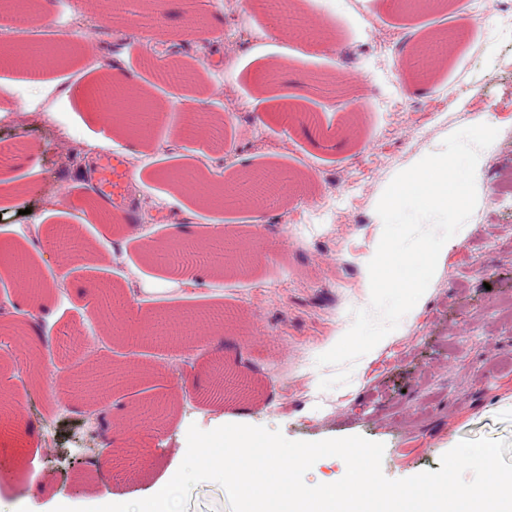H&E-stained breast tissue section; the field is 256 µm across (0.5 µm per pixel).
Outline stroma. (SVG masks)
<instances>
[{"instance_id": "35a3bbf8", "label": "stroma", "mask_w": 512, "mask_h": 512, "mask_svg": "<svg viewBox=\"0 0 512 512\" xmlns=\"http://www.w3.org/2000/svg\"><path fill=\"white\" fill-rule=\"evenodd\" d=\"M317 34L297 43L267 0H129L94 43L67 33L74 0H38L33 25L0 14L6 45H73L71 60L48 71L53 88L35 84L31 64L0 68V253L33 246L37 270L60 292L29 299L0 270V317L36 326L43 353L38 379L27 347L0 332V386L11 395L0 414V512H50L67 499L140 500L173 477L190 426L247 424L281 430L290 440L354 435L383 443L382 469L402 479L436 471L464 439L512 444V199L488 186L512 183V43L495 33L512 17V0L478 12L461 0L419 11L389 0H295ZM256 32L224 66L227 10ZM388 39L377 43V33ZM447 37L454 54L427 73L406 72L419 50ZM276 71L275 83L258 82ZM127 80L140 97L162 103L152 132L132 143L112 113L89 110L86 85ZM233 87L253 109H224ZM43 106L71 133L133 161L139 221L116 229L77 205L92 184L87 168L57 169L56 144L44 132L10 131L13 108ZM218 112L216 136L186 140L183 113ZM485 123L495 141L482 151L478 202L466 236L441 252L424 298L356 363L348 384L320 391L333 366H317L349 330L352 312L370 304L367 269L382 236L377 203L391 180L441 150L455 131ZM287 140V152L256 150V140ZM202 182L232 184L254 172L288 174L287 192L268 207L216 208L198 191L167 182L174 169H200ZM68 198L37 215L20 210L47 195ZM350 221L332 224L328 213ZM245 251L244 273L218 269L193 246L213 225ZM69 228L85 252L56 262L57 231ZM187 249L156 260L150 248L170 238ZM198 275L184 298L179 272ZM90 363L145 370L110 394L95 451L82 425L101 397ZM264 386L262 401L209 402L225 375ZM57 422L59 455L43 446L46 415Z\"/></svg>"}]
</instances>
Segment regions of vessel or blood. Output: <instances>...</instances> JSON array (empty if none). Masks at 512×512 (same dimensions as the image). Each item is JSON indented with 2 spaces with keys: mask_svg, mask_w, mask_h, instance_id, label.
I'll return each mask as SVG.
<instances>
[{
  "mask_svg": "<svg viewBox=\"0 0 512 512\" xmlns=\"http://www.w3.org/2000/svg\"><path fill=\"white\" fill-rule=\"evenodd\" d=\"M98 171V184L89 195L91 211L104 223L114 216L124 224L137 223L138 206L128 195L133 176L124 156L117 152L104 154Z\"/></svg>",
  "mask_w": 512,
  "mask_h": 512,
  "instance_id": "1",
  "label": "vessel or blood"
}]
</instances>
